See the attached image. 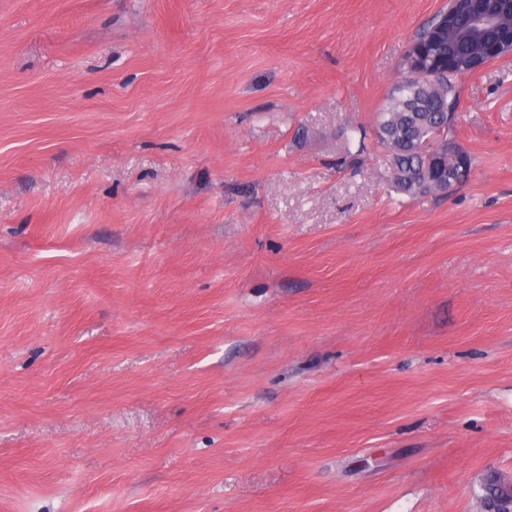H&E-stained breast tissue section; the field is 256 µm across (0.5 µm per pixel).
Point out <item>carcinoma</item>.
Wrapping results in <instances>:
<instances>
[{"mask_svg": "<svg viewBox=\"0 0 512 512\" xmlns=\"http://www.w3.org/2000/svg\"><path fill=\"white\" fill-rule=\"evenodd\" d=\"M495 8L500 12V23L494 37L509 39L512 0H500ZM440 21L441 15L434 16L414 39L426 56L438 62V67L433 75L424 76L412 61L413 53L407 52L402 62L404 77L394 88L376 125L377 143L389 154L391 182L397 190L415 198L438 193L436 186L422 185L425 170H432L438 179L446 180L451 174L462 184L473 167L471 155L460 146H440L432 154L411 150V144L427 142L448 128V113L457 111L459 105V80L475 73L474 61L483 48V42L469 33L467 18H460L449 33H432ZM450 48L460 55L462 67L456 73L448 72Z\"/></svg>", "mask_w": 512, "mask_h": 512, "instance_id": "carcinoma-1", "label": "carcinoma"}]
</instances>
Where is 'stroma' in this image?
<instances>
[{
    "mask_svg": "<svg viewBox=\"0 0 512 512\" xmlns=\"http://www.w3.org/2000/svg\"><path fill=\"white\" fill-rule=\"evenodd\" d=\"M446 0H0V512H480L512 481V55L448 194L377 115Z\"/></svg>",
    "mask_w": 512,
    "mask_h": 512,
    "instance_id": "35a3bbf8",
    "label": "stroma"
}]
</instances>
